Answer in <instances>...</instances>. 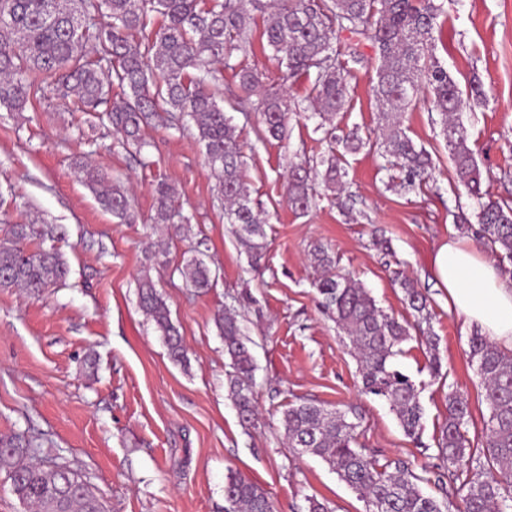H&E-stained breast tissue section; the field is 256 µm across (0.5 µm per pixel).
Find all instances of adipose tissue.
Masks as SVG:
<instances>
[{
	"label": "adipose tissue",
	"instance_id": "ef3b65f1",
	"mask_svg": "<svg viewBox=\"0 0 512 512\" xmlns=\"http://www.w3.org/2000/svg\"><path fill=\"white\" fill-rule=\"evenodd\" d=\"M436 279L448 292V306L512 350V279L504 277L472 243L449 234L433 257Z\"/></svg>",
	"mask_w": 512,
	"mask_h": 512
}]
</instances>
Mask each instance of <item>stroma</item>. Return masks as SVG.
<instances>
[{"label":"stroma","instance_id":"1","mask_svg":"<svg viewBox=\"0 0 512 512\" xmlns=\"http://www.w3.org/2000/svg\"><path fill=\"white\" fill-rule=\"evenodd\" d=\"M436 2L442 11L433 57L460 88L471 77L481 80L485 101L465 102L460 119L485 189L493 198H512V0ZM265 24V15L255 14L250 43L235 59L262 72L265 87L301 99L314 77L285 79L262 36ZM336 47L350 106L334 125L340 132L359 128L368 140L359 152L333 145L304 112L292 114L285 140H264L256 112H238L233 98L224 100L243 144L250 196L268 219L257 269L224 220L216 179L186 123L153 118L138 153L53 94L22 113L0 109V238L40 215L61 231L57 247L69 267L65 283L36 299L0 288V435L37 437L40 458L80 473L104 512H224L231 473L262 488L274 512H307L312 497L328 512H365V502L325 462L289 448L282 412L299 401L354 414L359 446L382 465L433 463L455 390L470 403L469 439L482 432L489 411L468 358L475 329L449 310L448 294L432 276L437 245L458 230L459 215H472L473 201L454 180L439 116L423 92L403 113L402 126L432 155L435 170L421 191L388 188L376 142L378 52L346 32ZM332 152L347 172L346 205L320 184L315 206L296 213L286 193L292 165L315 169ZM79 157L129 188L137 223H122L98 203L74 172ZM161 180L176 188L181 217L158 229L153 188ZM380 238L404 276L429 295L431 329L440 338L439 377L430 375L429 354L417 340L393 359L415 381L425 409L416 440L404 435L386 402L362 393L348 340L319 307L316 272L307 261L313 244L328 246L338 270L402 320L403 292L376 244ZM158 245L166 261L148 265ZM194 257L212 271L204 293L181 275ZM145 273L183 337L185 364L168 358L138 307L136 285ZM244 293L252 301L237 307L256 363L259 419L252 426L241 423L227 398L228 359L214 324L215 313Z\"/></svg>","mask_w":512,"mask_h":512}]
</instances>
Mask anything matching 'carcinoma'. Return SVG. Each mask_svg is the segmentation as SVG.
<instances>
[{"label":"carcinoma","mask_w":512,"mask_h":512,"mask_svg":"<svg viewBox=\"0 0 512 512\" xmlns=\"http://www.w3.org/2000/svg\"><path fill=\"white\" fill-rule=\"evenodd\" d=\"M164 24L149 29V11ZM269 12L264 29L268 45L285 65L288 76L316 72L303 98L316 126L336 139L327 127L348 109L347 88L338 59L336 33L371 41L378 49L374 92L380 107L379 134L384 168L393 170L389 186L410 193L427 185L433 163L401 126L402 112L424 90L441 115V132L448 143L457 182L476 204L473 232L500 262L512 263V202L493 200L482 190L483 176L468 145L467 128L457 118L464 99L485 98L480 80L462 92L448 71L432 60L433 32L440 6L434 0H0V108L24 112L53 92L76 96L77 110L105 119L126 145L141 151L142 128L156 115L158 101L167 105L172 121L193 123L205 149V159L218 178V195L226 223L234 226L253 267L266 250V218L250 198L244 155L236 126L224 112L220 77L233 71L246 95L262 86L257 70L232 63L246 48L252 11ZM120 93L112 94L113 88ZM299 102L269 89L255 104L265 137L282 140L288 133L289 113ZM322 182L336 195L344 188L345 172L332 154L321 161ZM82 182L112 215L136 222L131 194L89 161L76 162ZM288 202L304 212L313 202L311 169L296 165L288 175ZM154 223L167 224L175 214L176 189L161 181L154 188ZM57 238L56 228L34 218L13 224L0 240V288H18L31 297L58 285L67 267L55 247L43 244ZM39 241L32 251L28 244ZM310 265L318 272L313 287L321 304L347 334L359 362L362 392L390 405L404 434L416 439L423 429L424 408L409 376L395 369L391 358L411 339V323L401 322L379 307L358 281L336 270L328 249L315 245ZM186 283L198 290L212 287L211 270L191 261L181 270ZM404 302L418 322H429L430 300L409 279H399ZM138 304L154 322L168 356L186 362L178 327L170 318L163 296L148 274L138 285ZM215 327L228 358V396L245 424L258 419L254 399L253 341L242 330L239 313L218 311ZM419 340L430 353L429 371L441 374L439 338L422 332ZM489 417L481 445L467 437L472 413L467 397L448 394L446 417L436 441L438 463L417 473L403 460L380 466L357 442L358 424L347 413L301 401L283 412L288 445L301 455L325 461L364 499L367 512H512V351L479 333L470 340ZM37 439L24 433L0 437V473L13 493L31 512H103L89 483L70 467L55 462L30 463ZM432 484L442 497L423 491ZM226 512H272L260 487L234 474L224 483Z\"/></svg>","instance_id":"1"}]
</instances>
